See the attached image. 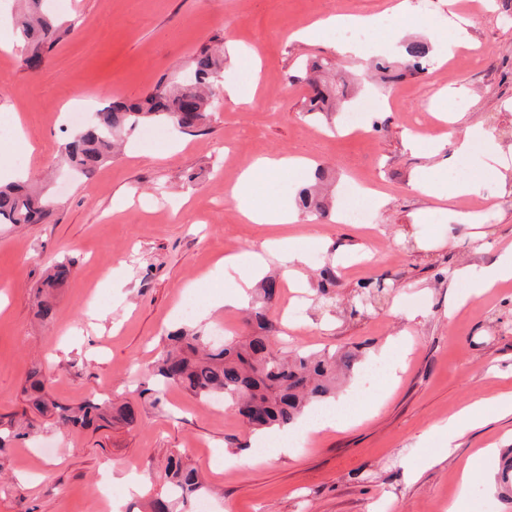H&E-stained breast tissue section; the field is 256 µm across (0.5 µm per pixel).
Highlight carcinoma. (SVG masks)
I'll list each match as a JSON object with an SVG mask.
<instances>
[{
    "label": "carcinoma",
    "instance_id": "obj_1",
    "mask_svg": "<svg viewBox=\"0 0 512 512\" xmlns=\"http://www.w3.org/2000/svg\"><path fill=\"white\" fill-rule=\"evenodd\" d=\"M47 0H26L17 26L25 39L28 55L41 57L51 51L71 27L64 26L52 10L44 7ZM430 47L423 41L404 45L403 66L379 58L372 68L388 83L401 80L406 74L425 70ZM224 70V43L206 45L197 51L190 63L194 77L191 87L172 81L164 87L134 101L120 99L104 104L90 113L80 131L62 145L64 162L88 176L120 148L125 133L147 124H162L178 134H188L204 127L211 112L210 99ZM312 94L305 99L308 114L331 115L340 98L345 96V80L341 76L328 79L332 68L315 60L309 65ZM328 180V173L315 169L310 182L301 186L295 196L304 213L326 214L325 198L318 188ZM52 210L51 203L32 186L21 183L0 184V224H37ZM71 277V265L54 262L47 269L43 288L53 291ZM336 287V267L327 264L319 270L318 288L322 296L331 298ZM395 281L378 278L359 285L351 313L363 315L372 307L375 297L389 293ZM276 277L262 279L259 299L249 311L247 323L253 331L243 343H211L204 331L183 326L167 335L168 343L147 376L153 381L151 391L161 393L176 385L193 396L207 401L215 398L235 407L248 420L254 431L284 428L295 424L308 411L336 399L341 381L349 377L357 362L348 350L308 352L283 351L273 342L277 325L269 316L276 298ZM30 409L62 426L100 429L123 423L134 427L138 415L128 405L116 406L111 400L94 397L77 405L62 404L51 398L48 380L39 367H32L26 376ZM33 421L0 420V451L9 443L29 435ZM164 481L168 495L153 503L152 512H173L176 503L193 502L203 484L198 472L189 467L178 453L167 457ZM499 493L512 501V451L505 452L496 473Z\"/></svg>",
    "mask_w": 512,
    "mask_h": 512
}]
</instances>
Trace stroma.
Here are the masks:
<instances>
[{"mask_svg":"<svg viewBox=\"0 0 512 512\" xmlns=\"http://www.w3.org/2000/svg\"><path fill=\"white\" fill-rule=\"evenodd\" d=\"M396 0H68L75 21L36 71L24 54L0 50V119L21 124L36 150L22 165L26 179L55 171L47 190L56 200L40 224H0V416H19L31 364L50 380L62 403L108 395L130 405L139 424L97 431L59 427L35 417L28 438L0 452V512H150L170 454H184L205 481L215 512H448L460 473L472 464V493L491 512H512L493 486L500 453L512 448V416L486 412L448 458H440L441 425L478 398L512 393V288L472 296L456 312L448 304L468 281L439 278L441 268L473 273L497 264L512 246V205L467 201L470 224L455 223L448 203L413 191L421 173L448 174L451 148L478 125L492 134L464 160L470 176L494 186L512 170V0H490L467 26L470 47L445 64L395 84L368 79L361 59L339 56L322 31L311 42L295 30L344 15H386ZM390 15V14H389ZM393 17V16H392ZM406 39L430 47L452 40L460 21L448 0H407L393 17ZM227 50L223 83L257 79L255 100H225L198 133L169 137L158 149L128 136L125 150L91 176L59 163L74 131L64 115L74 106L134 100L185 70L212 39ZM328 59L346 72L352 97L381 107L362 130L335 125L303 110L305 62ZM300 155L330 169L336 186L374 181L380 204L372 224L334 216L297 224H250L229 189L260 157ZM486 237L475 244V229ZM296 236L306 245L301 287L280 283L271 309L281 336L304 350L345 347L360 366L396 364L395 376L362 385L353 375L343 395L364 397L345 424L309 435L306 445L257 465L230 466L245 450L268 445L234 408L213 410L180 388L158 405L144 394L145 370L168 331L194 324L210 336L244 337V310L216 307L225 289L216 264L225 255L261 250ZM72 261L73 275L54 291L55 316L43 322L35 305L46 267ZM335 263L333 302L317 292V273ZM387 277L398 286L365 315H351L360 280ZM192 299L198 309L183 315ZM299 305L298 318L288 316ZM420 317H404V309ZM406 348L384 352L389 339ZM147 479L145 495L122 496L114 468Z\"/></svg>","mask_w":512,"mask_h":512,"instance_id":"obj_1","label":"stroma"}]
</instances>
